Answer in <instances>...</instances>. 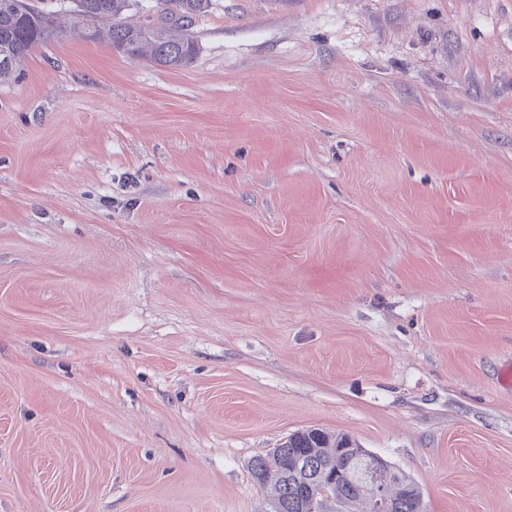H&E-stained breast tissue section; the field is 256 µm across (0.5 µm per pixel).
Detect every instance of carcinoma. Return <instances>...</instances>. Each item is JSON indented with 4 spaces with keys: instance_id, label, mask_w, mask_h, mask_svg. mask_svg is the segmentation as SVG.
<instances>
[{
    "instance_id": "carcinoma-1",
    "label": "carcinoma",
    "mask_w": 512,
    "mask_h": 512,
    "mask_svg": "<svg viewBox=\"0 0 512 512\" xmlns=\"http://www.w3.org/2000/svg\"><path fill=\"white\" fill-rule=\"evenodd\" d=\"M79 11L54 10L47 0H0V83L11 79L33 48L51 38L73 35L82 17L99 19L88 40H106L130 59L169 68L193 63L197 43L189 29L213 0H160L155 20L125 21L133 0H79ZM357 443L344 433L308 428L249 463V476L260 488H274L272 512H307V502L327 498L335 512H425L420 487L400 471L391 474L385 496L362 492L356 471L374 464L370 453L353 462L348 447Z\"/></svg>"
}]
</instances>
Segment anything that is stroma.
Masks as SVG:
<instances>
[{
  "label": "stroma",
  "instance_id": "obj_1",
  "mask_svg": "<svg viewBox=\"0 0 512 512\" xmlns=\"http://www.w3.org/2000/svg\"><path fill=\"white\" fill-rule=\"evenodd\" d=\"M169 69L0 84V512H269L323 428L512 512V0H214Z\"/></svg>",
  "mask_w": 512,
  "mask_h": 512
}]
</instances>
